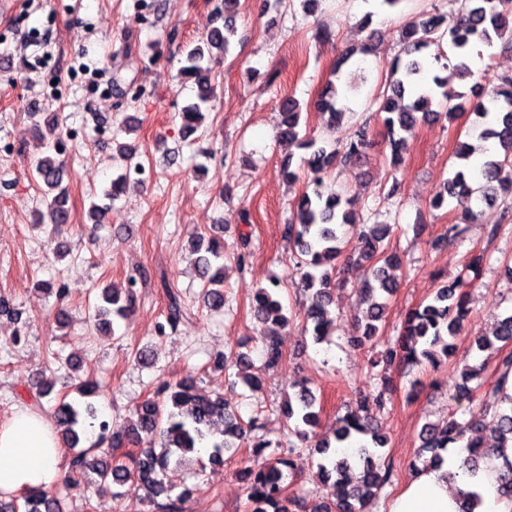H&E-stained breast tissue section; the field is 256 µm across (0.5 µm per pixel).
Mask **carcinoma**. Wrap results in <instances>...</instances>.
Here are the masks:
<instances>
[{
    "mask_svg": "<svg viewBox=\"0 0 512 512\" xmlns=\"http://www.w3.org/2000/svg\"><path fill=\"white\" fill-rule=\"evenodd\" d=\"M238 0H224V26L213 28L206 37L186 47L183 65L178 74L184 81L197 86L196 101L179 112L180 134L196 133L204 113L212 108L214 66L228 54L235 36L236 4ZM454 16L425 13L404 25L402 50L396 58L385 84L378 112L385 113L383 126L389 139L393 162L401 163L406 149V135L422 121L436 114L433 109L439 98L448 97V84L453 79L470 75L465 59L474 47L492 49L499 41L512 45V0H457ZM447 41L459 58L455 64H446L448 74L430 76L421 51L435 42ZM496 102L495 124L482 130L481 138H494L504 147L503 157H490L479 162L470 161L475 148L462 143L454 156L460 164L449 172L440 190L430 201V207H444L458 212L455 223L448 225L443 238L464 241L468 225L477 220L480 203H496L512 197V76L500 79L491 91ZM316 108L327 117L332 128L340 124L346 112L339 106L336 85L328 82L315 101ZM281 121L279 138L306 151L303 166L311 175V190L298 196L294 219L285 225L284 236L295 252L302 257L301 284L309 304L303 313V331L314 343L327 340L336 329L332 306L335 304V283L329 266L342 254L344 237L340 229L356 228L350 212L342 204V195L325 184L330 168L338 163L356 161L369 144L367 123L356 124L350 137L337 146L302 131L300 103L292 96L279 102ZM43 156L34 167L35 181L46 187L43 202L49 223L56 227L71 222L67 195L62 187L64 161L58 148L61 131L53 122L48 133L40 134ZM392 232L388 224H374L358 232L357 257L349 259V267L363 278L358 289L365 305L363 319L348 337L352 347L375 348L379 324L386 319L388 297L393 293V281L388 270L400 263V258L388 253L384 241ZM204 235L191 241L197 254L194 268L202 281L205 303L213 308L224 306V243L212 237L206 248H201ZM151 279L150 271L141 267L131 274L122 287L105 288L94 306V318L104 332L112 334L120 322L128 318L136 306V286ZM161 288L167 297L165 321L157 324L155 333L167 335L183 318L180 296L159 275ZM473 280L465 274L453 286L436 289L431 301L411 310L405 316L400 335L385 350L375 352L369 359L370 369L396 361L408 366L436 363L440 356L455 352V340L462 333L469 313L467 289ZM281 284L268 280L256 289L251 312L266 330L263 341L265 365L276 366L282 359L279 330L288 324L279 299ZM512 345V310L497 321L490 336H477L470 350L485 352L496 343ZM231 363L238 369V378L249 387L260 384V378L250 373V347L242 342L231 355ZM485 363L465 365L463 385L453 397L458 406L479 402L483 408L480 419L463 424L449 416L444 424H423L419 437L420 448L430 453L429 464L440 467L451 445L458 444L466 456L464 467L475 476L487 463L493 452L512 440V392L508 388L512 374V350H504L496 363V379L482 381ZM373 392L361 398L336 418L332 436L318 439L316 430L321 424L322 410L311 388L306 384L292 386L293 394L283 403L282 412L288 423V435L310 443L317 456L318 483L328 489L335 500L322 502L316 512H367L377 507V498L392 482V464L384 458L382 449L387 436L375 427L376 415L383 412L389 387L386 378L372 374ZM76 396L56 398L50 416L61 447L70 452L72 472L93 474L84 491L97 495L110 493L119 496L114 487L135 481L154 503L158 512H182L183 496H172V487L164 482V473L172 465L180 466L190 460L197 445L209 441L211 452L208 463L224 464V456L234 453L239 446L252 442L255 455H268L262 461L245 467L242 475L247 484L249 512H288L290 500L285 496L286 480L293 476L291 457L278 451L280 443L264 438L251 440V432L258 429L257 420L248 422L224 404V397L200 393L191 375L162 384L134 410L133 419L118 425L108 418H100L89 398L96 396L97 386L85 381L75 387ZM99 428L97 441L81 446L88 429ZM140 447L135 454L119 452L124 444ZM112 449L111 460L96 456L102 445ZM349 448V453H338ZM0 512H61L58 500L46 491L33 490L21 496L0 498Z\"/></svg>",
    "mask_w": 512,
    "mask_h": 512,
    "instance_id": "obj_1",
    "label": "carcinoma"
}]
</instances>
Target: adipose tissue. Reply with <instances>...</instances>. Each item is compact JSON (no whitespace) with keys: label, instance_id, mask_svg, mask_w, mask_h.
Listing matches in <instances>:
<instances>
[{"label":"adipose tissue","instance_id":"ef3b65f1","mask_svg":"<svg viewBox=\"0 0 512 512\" xmlns=\"http://www.w3.org/2000/svg\"><path fill=\"white\" fill-rule=\"evenodd\" d=\"M63 450L54 428L39 412L27 409L0 425V493L16 496L49 489L59 478ZM512 461V446L501 449L478 477L461 469L457 449H449L441 467L418 466L391 499L387 512H460L459 491L481 497L479 512H512V502L499 499L496 470Z\"/></svg>","mask_w":512,"mask_h":512}]
</instances>
